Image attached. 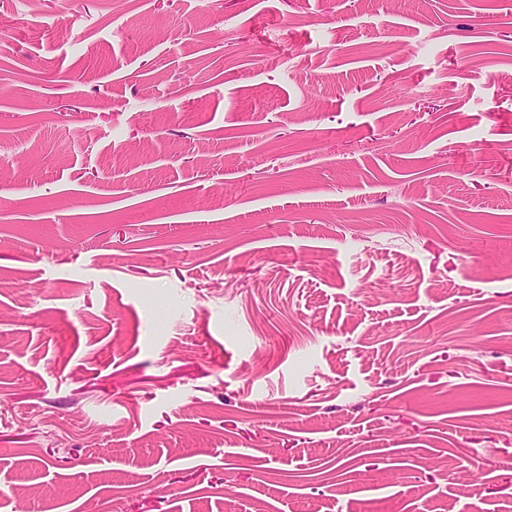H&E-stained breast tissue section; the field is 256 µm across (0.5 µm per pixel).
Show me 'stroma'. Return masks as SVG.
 <instances>
[{
    "mask_svg": "<svg viewBox=\"0 0 512 512\" xmlns=\"http://www.w3.org/2000/svg\"><path fill=\"white\" fill-rule=\"evenodd\" d=\"M0 512H512V0H0Z\"/></svg>",
    "mask_w": 512,
    "mask_h": 512,
    "instance_id": "obj_1",
    "label": "stroma"
}]
</instances>
